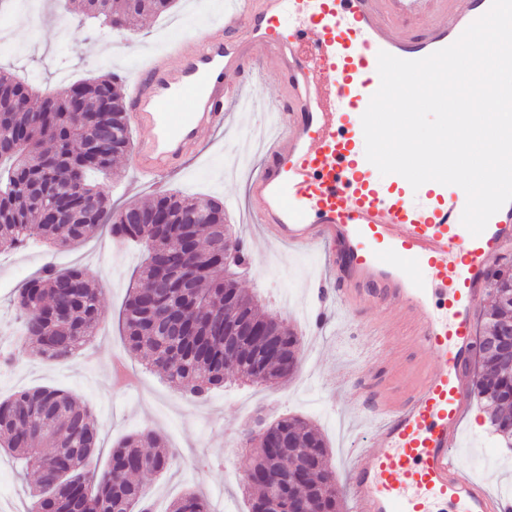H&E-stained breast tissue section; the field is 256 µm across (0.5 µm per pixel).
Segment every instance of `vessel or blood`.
<instances>
[{"instance_id":"1","label":"vessel or blood","mask_w":512,"mask_h":512,"mask_svg":"<svg viewBox=\"0 0 512 512\" xmlns=\"http://www.w3.org/2000/svg\"><path fill=\"white\" fill-rule=\"evenodd\" d=\"M201 37L148 53L130 82V151L159 177L199 154L201 131L223 128L255 63L285 79L276 129L247 176L257 237L319 256V290L346 316L386 311L370 332L365 375L402 345L404 378L351 403L373 424L347 456L351 512H512V497L462 475L460 427L470 408L473 325L497 259L512 248V202L479 236L462 225L466 194L379 175L365 156L362 115L380 87L377 56L424 58L452 44L491 0H238Z\"/></svg>"}]
</instances>
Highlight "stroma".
<instances>
[{
	"label": "stroma",
	"mask_w": 512,
	"mask_h": 512,
	"mask_svg": "<svg viewBox=\"0 0 512 512\" xmlns=\"http://www.w3.org/2000/svg\"><path fill=\"white\" fill-rule=\"evenodd\" d=\"M230 0H176L164 14L145 19L136 31L116 32L72 15L61 19L53 0H21L0 13V67L29 79L36 91L60 89L107 73L131 78L144 52L201 34L223 23ZM281 74L260 70L243 87L254 111H233L223 130L203 131L204 151L182 171L154 182L143 180L129 159H121L102 180L112 207L147 200L161 191L214 196L224 203V221L241 240H248L245 219L246 180L259 155L249 144L271 125V101L279 95ZM145 258L142 248L119 245L101 232L72 247L48 250L31 246L0 255V348H12L20 326L13 300L46 260L61 268H82L101 291V319L96 336L75 356L42 359L28 355L0 371V399L24 389L61 388L73 393L93 412L99 450L92 467L104 468L113 448L126 436L152 430L175 456L163 475H147L155 512L187 491L201 492L213 512H246L242 477L250 459L245 446L257 415L272 420L302 416L316 424L334 457L339 489L347 475L339 451L352 414L343 379L353 361L366 355V336L327 308L322 328H315L308 283L319 280L316 255L287 258L274 245L255 243L240 274L239 286L263 309L302 336L304 349L288 381L273 386L234 385L211 391L207 400L182 396L157 371L128 352L122 332V311L136 270ZM474 422L463 425L458 452L462 471L490 483L493 491L512 486V450L488 431L487 414L474 403ZM33 476L0 454V512H28Z\"/></svg>",
	"instance_id": "obj_1"
}]
</instances>
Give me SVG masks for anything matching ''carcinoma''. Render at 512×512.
<instances>
[{
    "label": "carcinoma",
    "mask_w": 512,
    "mask_h": 512,
    "mask_svg": "<svg viewBox=\"0 0 512 512\" xmlns=\"http://www.w3.org/2000/svg\"><path fill=\"white\" fill-rule=\"evenodd\" d=\"M175 0H58L68 14L100 20L131 31L144 17L168 11ZM78 104L94 121L70 111ZM131 146L121 85L112 74L60 91L37 94L0 67V253L42 243H79L110 227L122 243L145 248L139 269L144 287L125 304L127 348L193 398L231 384L276 385L293 369L267 353L265 336H240L224 351V324L251 320L282 326L288 361L299 362L300 336L285 321L261 311L253 297L224 276V252L233 265L247 263L240 239L224 224V203L161 193L144 204L112 210L103 187L89 178L105 174ZM165 223H140L156 210ZM191 254V271L177 272V256ZM493 304L483 313L477 397L488 414L489 432L512 448V273L499 270L489 282ZM22 319L17 349L46 359L74 355L92 338L100 320V291L80 268L42 267L18 292ZM291 448L276 455L250 436L251 467L270 481L288 482L298 512H341V493L323 436L307 420L285 416L278 422ZM0 448L36 475L30 512H152L149 488L133 477L160 474L173 450L147 431L124 438L106 469H87L98 451L92 413L72 394L57 388L24 390L0 401ZM252 490L248 512H260L269 485L244 483ZM168 512H211L189 491Z\"/></svg>",
    "instance_id": "obj_1"
}]
</instances>
